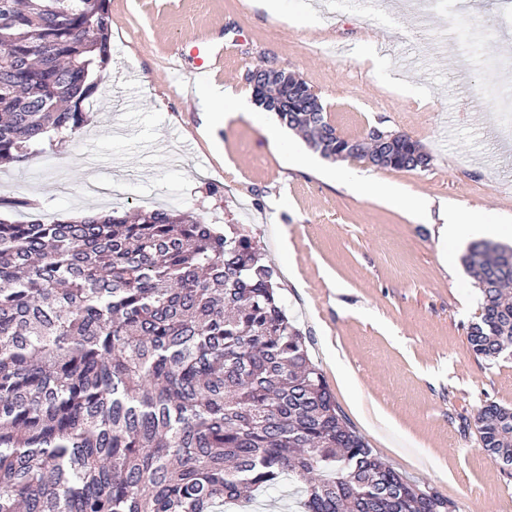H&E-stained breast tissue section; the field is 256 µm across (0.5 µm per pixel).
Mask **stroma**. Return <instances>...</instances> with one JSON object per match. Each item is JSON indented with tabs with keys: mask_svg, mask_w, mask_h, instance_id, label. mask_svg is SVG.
I'll return each mask as SVG.
<instances>
[{
	"mask_svg": "<svg viewBox=\"0 0 512 512\" xmlns=\"http://www.w3.org/2000/svg\"><path fill=\"white\" fill-rule=\"evenodd\" d=\"M112 61L86 105L90 122L17 164L0 165V196L34 200L14 221L99 210L176 207L243 225L278 276L347 422L377 455L459 512H512V466L483 448V405L512 407V357L491 361L467 341L479 313L460 262L469 239L442 240L444 208L512 245V141L488 117L492 89L512 92V0H109ZM220 44L209 74L178 49ZM376 55L378 64H361ZM273 64L319 95L337 131L409 133L424 170L376 168L310 151L286 164L274 113L225 119L210 87L248 90ZM367 174L373 190L352 188ZM396 186L402 202L379 186Z\"/></svg>",
	"mask_w": 512,
	"mask_h": 512,
	"instance_id": "stroma-1",
	"label": "stroma"
}]
</instances>
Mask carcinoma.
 <instances>
[{
  "label": "carcinoma",
  "mask_w": 512,
  "mask_h": 512,
  "mask_svg": "<svg viewBox=\"0 0 512 512\" xmlns=\"http://www.w3.org/2000/svg\"><path fill=\"white\" fill-rule=\"evenodd\" d=\"M109 0H0V165L88 121L111 58ZM47 46L38 57L35 41ZM275 114L328 159L337 132L280 71ZM379 167L418 169L388 131ZM0 196V512H224L286 478L303 512H458L385 465L346 422L288 318L254 237L174 208L12 221ZM481 294L467 340L512 352V247L472 243ZM481 443L512 465V409L485 404Z\"/></svg>",
  "instance_id": "1"
}]
</instances>
